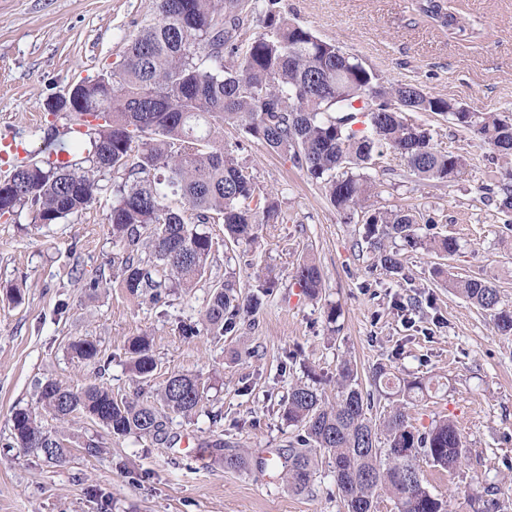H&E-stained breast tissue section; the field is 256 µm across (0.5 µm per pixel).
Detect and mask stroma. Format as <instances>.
Wrapping results in <instances>:
<instances>
[{"instance_id": "obj_1", "label": "stroma", "mask_w": 512, "mask_h": 512, "mask_svg": "<svg viewBox=\"0 0 512 512\" xmlns=\"http://www.w3.org/2000/svg\"><path fill=\"white\" fill-rule=\"evenodd\" d=\"M480 21L475 42L448 36L411 8V0H280L283 13L324 41L359 58L384 80L479 109L512 111V0H455ZM156 17L155 0H0V134L22 141L28 156L67 145L66 121L44 109L46 99L97 77L124 54ZM439 147L467 155L471 166L450 184L398 174L385 152L372 169L383 182L382 206L411 207L434 217L435 232L458 238L447 269L496 283L512 306V225L477 193L493 168L488 152L446 116L416 112ZM260 186L276 190L285 221L265 231L259 247H223L224 227L207 225L219 247L192 293L176 292L163 309L137 304L118 287L93 294L84 284L111 274L114 248L107 215L112 184L103 181L83 212L47 227L29 212L0 219V512H344L330 463L312 493L297 495L256 469L228 470L207 441L225 434L250 459L286 447L291 433L281 402L291 386L315 373L328 397L341 358L362 378L382 366L401 378L444 382L436 397L411 405L413 424L454 420L469 447L457 470L421 469L448 512H476L495 487L498 512H512V337L498 335L485 315L433 278L434 260L404 249L407 282L394 283L365 240L361 216L337 214L322 191L282 156L249 142L240 154ZM312 256L325 284L319 299L304 297L294 280ZM272 273L278 286L260 309L224 336L185 338L178 328L199 320L211 285L234 276L238 285ZM421 308H413L410 298ZM339 306L336 323L327 311ZM149 334L156 381L171 373L202 375L207 413L174 417L158 445L115 439L83 420L62 423L103 446L98 457L71 449L52 463L7 447L13 408L34 405V382L55 378L77 389L93 382L66 352L76 336L97 341L112 362L104 380L118 397L137 390L126 366L128 338ZM222 412L220 422L211 413ZM205 444V464L187 461L183 439Z\"/></svg>"}]
</instances>
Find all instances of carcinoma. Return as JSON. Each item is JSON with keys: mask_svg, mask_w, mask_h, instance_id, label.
Listing matches in <instances>:
<instances>
[{"mask_svg": "<svg viewBox=\"0 0 512 512\" xmlns=\"http://www.w3.org/2000/svg\"><path fill=\"white\" fill-rule=\"evenodd\" d=\"M412 10L456 39L482 36L453 0H412ZM253 23L260 28L255 34ZM75 108L63 118L87 131L73 142L70 158L13 167L0 181V218L28 207L32 223L58 224L94 203L99 182L112 176L108 221L119 287L141 304L161 307L171 292L188 293L203 280L216 242L202 225L219 221L225 239L253 247L264 227L284 222L273 191L257 186L239 158L243 145L224 143L226 125L304 171L337 213L361 212L378 263L404 281L401 248H421L442 260L460 244L452 235H420L416 211L371 203L378 191L367 169L385 149L399 156L408 174L437 183L457 181L469 165L464 156L435 147L430 131L407 113L446 115L487 146L501 165L478 192L495 195L498 212L512 222V115L458 105L412 83H389L291 21L280 0H156V21L141 29L112 71L83 82ZM294 280L304 296H320L323 273L314 258L298 264ZM448 287L488 314L500 335L512 336V309L501 305L494 282L450 275ZM256 288L243 297L230 279L212 285L201 325L183 324L179 334L233 330L242 314L260 308L276 281L259 277ZM68 351L98 378L111 363L87 337L71 340ZM125 355L136 381L153 379L158 363L150 336L130 339ZM373 378L403 398L376 420L371 414L380 389H365L347 359L337 367L334 402L314 385L292 386L282 405V417L294 427L288 448L269 461L258 458L256 468L275 470L293 493H310L326 454L345 512H378L384 497L398 512H447V501L426 486L420 461L457 469L467 453L463 434L447 417L423 429L410 422L407 405L428 391L426 383L393 380L382 367ZM35 391V408L13 410L6 446L41 456L49 450L47 460L60 462L73 442L89 457L102 448L93 438H63L49 421L82 418L117 439L163 443L171 416L201 412L207 385L198 374L173 373L152 400L139 394L117 399L104 383L72 389L52 378L37 381ZM206 447L227 469L249 466L228 441Z\"/></svg>", "mask_w": 512, "mask_h": 512, "instance_id": "cac0c4a2", "label": "carcinoma"}]
</instances>
